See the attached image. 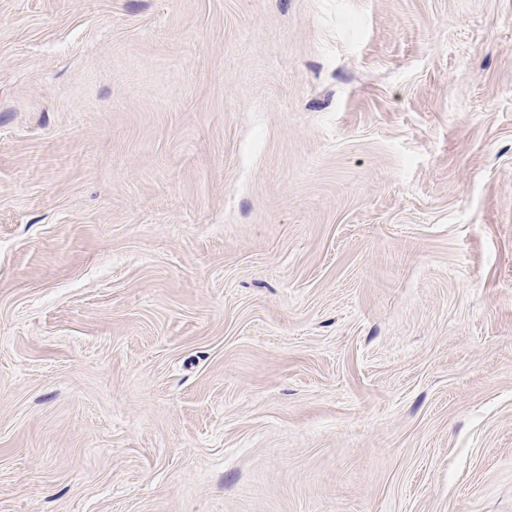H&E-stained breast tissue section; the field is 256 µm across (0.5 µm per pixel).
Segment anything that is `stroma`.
I'll use <instances>...</instances> for the list:
<instances>
[{
    "label": "stroma",
    "instance_id": "1",
    "mask_svg": "<svg viewBox=\"0 0 512 512\" xmlns=\"http://www.w3.org/2000/svg\"><path fill=\"white\" fill-rule=\"evenodd\" d=\"M0 512H512V0H0Z\"/></svg>",
    "mask_w": 512,
    "mask_h": 512
}]
</instances>
